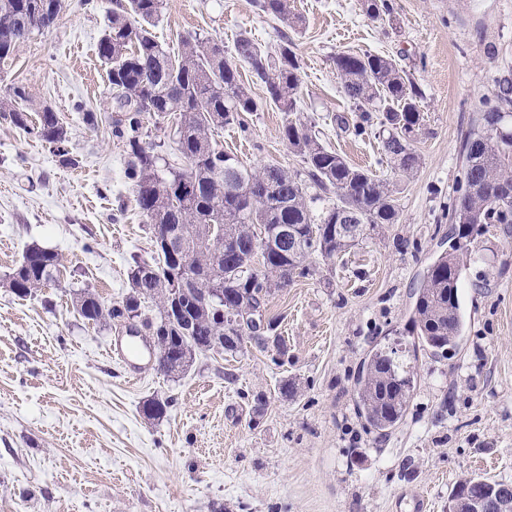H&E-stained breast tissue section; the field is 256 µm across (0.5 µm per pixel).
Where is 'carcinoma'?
<instances>
[{
  "label": "carcinoma",
  "mask_w": 512,
  "mask_h": 512,
  "mask_svg": "<svg viewBox=\"0 0 512 512\" xmlns=\"http://www.w3.org/2000/svg\"><path fill=\"white\" fill-rule=\"evenodd\" d=\"M63 0H0V59L18 51L32 35L35 14L57 19ZM262 14L298 30L303 18L291 0H253ZM162 0H125L98 43L107 69L116 111L112 133L127 154L126 176L136 203L149 224L181 230L194 250L200 280L189 285L180 310L173 309L170 288L180 277L176 254L157 246L151 261H137L128 272L129 294L120 305L106 306L90 291L78 294L76 309L85 320L116 321L135 334L158 337L163 355L157 370L169 376L184 373L198 350L212 349L210 338L222 336L224 352L236 353L250 343L270 346L282 356L287 345L274 334L275 320L266 318L274 288H286L297 278L315 274L314 260L327 264L388 224L399 223L396 184L351 165L324 145L320 131L296 116L300 63L288 38L274 53L240 35L234 53L212 40L186 37L172 55L151 32ZM365 15L383 23L392 18L391 0H362ZM344 94L357 115L335 117L337 126L356 137L378 133L383 162L395 178H409L422 166L417 140L425 118L422 92L396 60L378 53L338 52L332 57ZM247 65L266 89L265 104L285 114L282 139L304 164L292 171L268 164L249 168L218 148L215 133L226 127L244 128L243 114L259 105L240 81ZM493 97L482 102L476 128L462 145L463 181L449 221L448 250L428 266L410 314V333L436 354L455 349L464 320L459 299L463 269L475 254V237L489 224H512V78L497 81ZM36 109L37 121L28 111ZM0 113L18 128L55 147L66 164L67 131L47 106L34 107L29 91L14 86L0 99ZM172 122L179 130L175 155L178 166L143 141L144 119ZM251 188L258 196L248 206L241 199ZM334 200L326 202L329 195ZM318 202L326 203L316 210ZM211 224L224 225V237H211ZM265 241L254 249L257 231ZM57 254L38 245L27 247L10 275L17 296H31L57 282ZM215 285L224 301L210 303L198 295ZM155 301L158 316L130 317L140 298ZM413 372L402 351L373 347L354 381L357 415L371 429L386 433L399 425L413 396ZM169 402L152 399L143 406L149 419L165 415Z\"/></svg>",
  "instance_id": "cac0c4a2"
}]
</instances>
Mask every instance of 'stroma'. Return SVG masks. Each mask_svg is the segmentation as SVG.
<instances>
[{
    "mask_svg": "<svg viewBox=\"0 0 512 512\" xmlns=\"http://www.w3.org/2000/svg\"><path fill=\"white\" fill-rule=\"evenodd\" d=\"M115 2L65 0L53 27L0 62V93L30 87L66 127L73 159L63 164L0 116V512H413L415 492L428 512H448L461 479L512 483V224L477 237L461 275L462 345L445 357L415 350L402 423L378 435L353 402L373 345L413 350V291L450 226L463 138L482 99L512 76V0H394L390 25L369 20L361 0H294L305 18L296 31L250 0H163L153 33L173 54L188 35L228 52L242 34L273 51L289 35L300 117L355 166L387 172L378 139L336 126L352 114L336 52L394 58L422 91L425 130L422 166L399 186L398 224L270 297L286 355L249 344L197 355L176 378L148 369L135 383L106 354L122 326L88 323L74 305L85 290L121 302L130 266L154 251L97 56ZM241 78L261 107L244 114V129L225 128L220 146L254 167L300 169L282 140L284 114L265 106L249 71ZM32 244L58 254L60 280L20 298L9 275ZM285 378L297 398L280 396ZM153 397L172 401L163 419L141 413Z\"/></svg>",
    "mask_w": 512,
    "mask_h": 512,
    "instance_id": "35a3bbf8",
    "label": "stroma"
}]
</instances>
